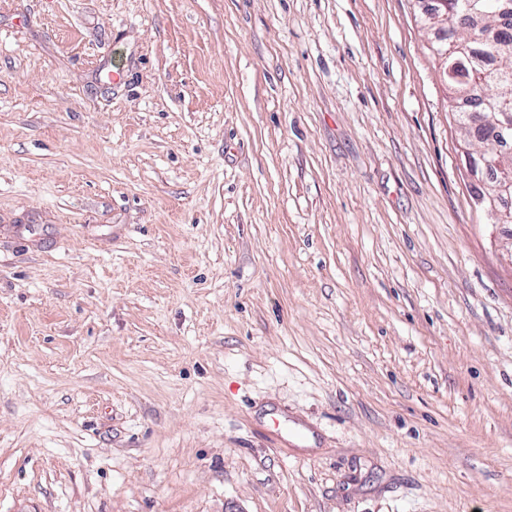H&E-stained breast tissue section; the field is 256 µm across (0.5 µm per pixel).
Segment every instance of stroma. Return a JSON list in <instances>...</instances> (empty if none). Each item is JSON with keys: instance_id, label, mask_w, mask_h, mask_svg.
Returning a JSON list of instances; mask_svg holds the SVG:
<instances>
[{"instance_id": "stroma-1", "label": "stroma", "mask_w": 512, "mask_h": 512, "mask_svg": "<svg viewBox=\"0 0 512 512\" xmlns=\"http://www.w3.org/2000/svg\"><path fill=\"white\" fill-rule=\"evenodd\" d=\"M430 5L0 0V512H512Z\"/></svg>"}]
</instances>
